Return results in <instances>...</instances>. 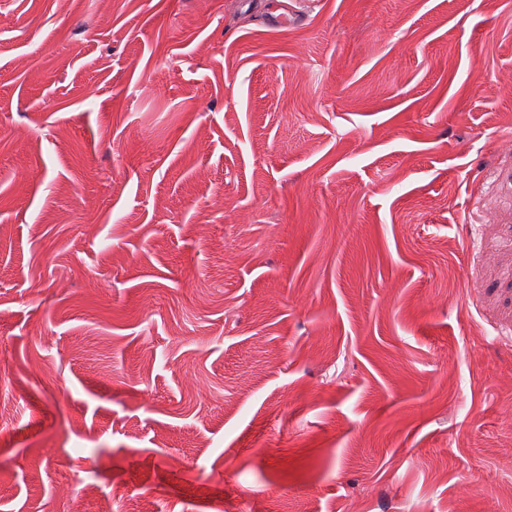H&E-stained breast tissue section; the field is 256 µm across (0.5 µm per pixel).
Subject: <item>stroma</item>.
Segmentation results:
<instances>
[{"label": "stroma", "instance_id": "35a3bbf8", "mask_svg": "<svg viewBox=\"0 0 512 512\" xmlns=\"http://www.w3.org/2000/svg\"><path fill=\"white\" fill-rule=\"evenodd\" d=\"M283 3L0 0V512H512V0Z\"/></svg>", "mask_w": 512, "mask_h": 512}]
</instances>
